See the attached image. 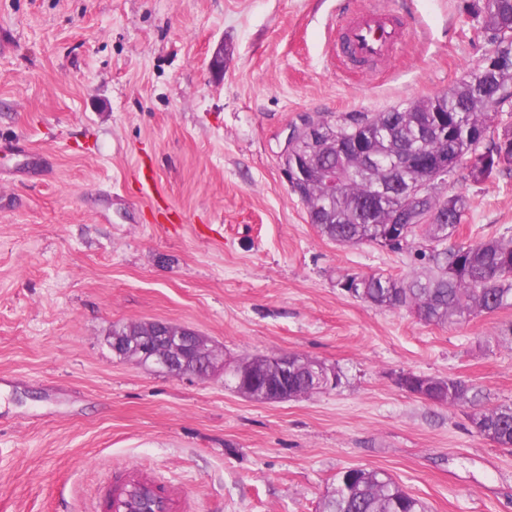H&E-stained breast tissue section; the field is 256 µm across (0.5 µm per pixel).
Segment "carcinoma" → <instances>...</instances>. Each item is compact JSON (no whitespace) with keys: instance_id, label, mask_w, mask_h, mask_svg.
<instances>
[{"instance_id":"cac0c4a2","label":"carcinoma","mask_w":512,"mask_h":512,"mask_svg":"<svg viewBox=\"0 0 512 512\" xmlns=\"http://www.w3.org/2000/svg\"><path fill=\"white\" fill-rule=\"evenodd\" d=\"M477 16L481 17L483 34L501 27L512 28V0H482ZM512 86V68L502 70L489 84L473 87L461 81L448 92L425 102L409 103L374 116L350 115L336 126L326 127V134L351 141L357 135L371 134L370 145L383 156L384 165L363 170L357 155L336 157V167L343 186L334 197L325 195L320 186L311 185L300 196L307 205L310 223L320 236L339 244H373L391 223L394 214L405 205V199L394 196L373 211L364 203L372 194L374 182L386 178L385 163L393 147L401 142L415 141V129L435 112H444L452 119L448 139L433 136L417 146L423 155L446 152L458 161V169L466 178L483 182L496 174L512 172V125L499 128L493 114L499 109L487 105V100L507 92ZM469 205L461 193L429 199L430 210L440 215L448 211L446 224H415L405 245L395 252L413 251L425 264L424 270L411 277L385 275L352 276L364 287L363 300L388 310L406 309L424 323L446 326L461 322L465 317L482 312L512 308V242L498 238H483L475 243L451 245L449 241L459 230L461 217ZM150 334L149 323L115 324L112 335L123 336L127 346L118 356L149 363L133 344L138 336ZM298 365L295 375L288 377L286 397L309 396L327 385L314 380L311 370L315 361L292 354ZM208 366L217 369L224 364L230 369L235 388L242 390L254 378L260 385L248 389L249 398L266 402L268 393L263 383L277 380L276 364L267 355L239 358L225 362L207 347ZM478 392L466 381L448 378L450 406L463 405L477 399ZM476 433L502 448H512V406H496L470 416ZM349 471L336 477V487L322 503L321 512H426L424 503L411 495L389 474L381 470H364L354 484L347 482Z\"/></svg>"}]
</instances>
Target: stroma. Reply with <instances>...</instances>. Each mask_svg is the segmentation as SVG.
<instances>
[{
  "label": "stroma",
  "mask_w": 512,
  "mask_h": 512,
  "mask_svg": "<svg viewBox=\"0 0 512 512\" xmlns=\"http://www.w3.org/2000/svg\"><path fill=\"white\" fill-rule=\"evenodd\" d=\"M473 2L0 0V512H101L128 463L196 512H319L351 467L427 512H512V449L469 421L512 406V308L441 327L349 295L342 276L404 277L414 259L322 238L280 157L302 118L457 85L493 48ZM365 5L410 33L368 77L335 52L337 11ZM447 190L469 199L459 241L512 239V175ZM153 320L228 360L298 353L341 382L260 403L223 372L112 352L114 324ZM406 372L479 396L432 405L397 385ZM142 352H145L146 354L151 353L153 355L154 364L161 371L166 372L169 375H172L174 377H181V376H185V375H192V376H197V377L208 376V375L200 374L197 372L191 373V372H186V371L179 369L178 366L173 362V360L170 357L154 352L153 345L150 342L143 344Z\"/></svg>",
  "instance_id": "35a3bbf8"
}]
</instances>
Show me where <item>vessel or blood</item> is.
<instances>
[{
	"instance_id": "1",
	"label": "vessel or blood",
	"mask_w": 512,
	"mask_h": 512,
	"mask_svg": "<svg viewBox=\"0 0 512 512\" xmlns=\"http://www.w3.org/2000/svg\"><path fill=\"white\" fill-rule=\"evenodd\" d=\"M406 41L405 35L392 26L390 12L369 8L356 17L340 16L336 47L348 50L358 59H379L394 55ZM153 512H191V503L179 490L147 468L129 465L121 478L108 485L103 506L106 512H142L143 504Z\"/></svg>"
}]
</instances>
